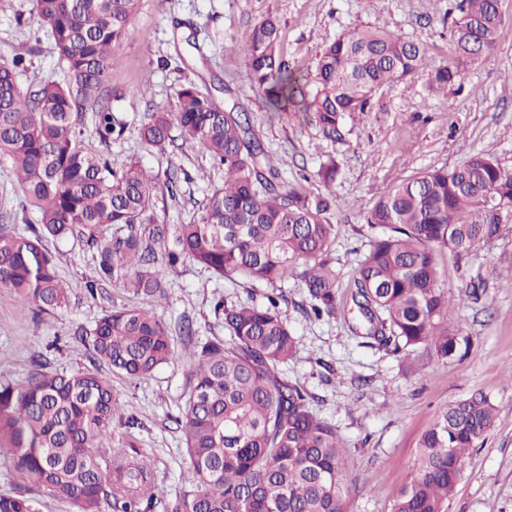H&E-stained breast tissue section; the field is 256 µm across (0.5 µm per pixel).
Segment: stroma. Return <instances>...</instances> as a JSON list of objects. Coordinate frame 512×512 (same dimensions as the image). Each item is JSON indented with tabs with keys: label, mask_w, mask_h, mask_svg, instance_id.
I'll return each instance as SVG.
<instances>
[{
	"label": "stroma",
	"mask_w": 512,
	"mask_h": 512,
	"mask_svg": "<svg viewBox=\"0 0 512 512\" xmlns=\"http://www.w3.org/2000/svg\"><path fill=\"white\" fill-rule=\"evenodd\" d=\"M460 0H138L125 37L112 51L106 74L112 108L124 112L121 137L99 143L95 112L83 114V140L100 150L114 169L136 161L174 178L155 199L159 224L197 218L209 190L224 170L197 146L175 140L165 151L146 145L141 127L153 109L171 106L176 92L193 82L217 100L239 103L283 180L301 193L332 192L336 237L332 255L341 278L335 316L316 319L302 312L308 300L295 283L282 284L283 318L301 340L284 365L289 380L315 394V410L336 427L349 450L354 481L349 512H392L395 493L414 476L418 441L442 407L474 393L487 396L496 420L483 444L463 460L447 512H512V211L501 231L462 260L442 253L448 321L461 328L467 347L448 359L425 349L413 353L381 346L356 335L349 304L352 274L376 231L364 215L391 186L440 167H454L486 150L512 171V0H501L502 27L493 52L463 65L462 88L440 94L427 89L426 74L378 90L368 111L347 114L342 139L323 136L300 112H273L251 88L241 65L242 38L256 22L276 18L279 49L290 66L314 79L317 55L341 34L387 29L425 46L427 65L453 59L449 29ZM32 0H0V62L23 56V87L65 77L52 37L30 21ZM146 95H136L139 87ZM335 165L333 184L322 170ZM9 167L0 164V216L16 230L36 223L22 209ZM56 272L68 288V304L36 317L32 308L0 288V377L23 380L35 363L52 369L87 366L89 352L77 336L106 310L123 305L155 308L180 338L183 320L199 340L224 333L217 302H264L272 286L236 276L219 279L194 263L166 274L168 297L161 305L97 279L94 252L71 236L52 243ZM191 365L176 360L131 383L113 377L125 412L135 418L112 423L114 442L147 456L154 468L159 504L165 512L188 490L189 460L174 418L189 390Z\"/></svg>",
	"instance_id": "1"
}]
</instances>
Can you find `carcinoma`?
<instances>
[{
    "label": "carcinoma",
    "instance_id": "carcinoma-1",
    "mask_svg": "<svg viewBox=\"0 0 512 512\" xmlns=\"http://www.w3.org/2000/svg\"><path fill=\"white\" fill-rule=\"evenodd\" d=\"M37 22L53 38L67 70L60 83L24 88V57L0 62V164L11 165L22 209L39 223L17 231L0 225V288L50 314L67 292L49 244L79 233L97 254V275L135 296L166 299L165 269L192 260L223 278L255 283L292 280L317 319L336 313L335 225L332 202L286 185L237 105L225 106L192 83L174 107L151 113L141 136L160 151L171 129L224 167V184L207 195L189 224L151 217L160 175L130 163L117 171L82 144L81 117L97 107L96 134L107 143L124 131V113L102 99L112 48L131 23L137 0H33ZM500 0H462L450 38L460 59L475 62L496 47ZM279 27L266 18L243 37V65L252 88L274 112L306 113L336 140L346 114L364 112L382 87L426 69L423 45L380 30H353L322 48L309 81L283 58ZM429 87L462 83L457 64L427 73ZM512 209V172L478 152L452 169H434L391 187L364 220L380 233L358 260L351 301L364 335L439 358L456 353L460 329L448 325L437 249L459 257L496 237ZM112 233H107V230ZM267 304L220 303L224 337L204 343L183 326L178 352L154 309L104 312L79 332L91 366L52 370L37 363L21 382L0 380V453L19 479L0 494V512H42L37 493L77 512H148L156 504L150 461L112 440L123 408L99 370L135 381L183 357L192 365L188 397L174 418L189 458L190 490L172 512H346L349 449L336 427L313 408L315 397L282 376L300 339L282 318L279 299ZM494 407L482 394L439 411L421 436L415 475L394 496L392 512H447L466 450L483 443Z\"/></svg>",
    "mask_w": 512,
    "mask_h": 512
}]
</instances>
